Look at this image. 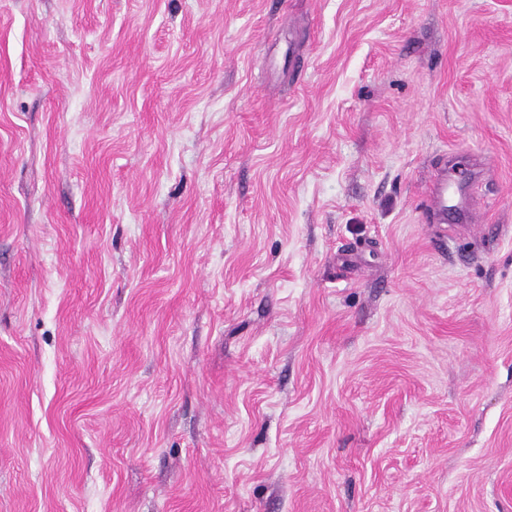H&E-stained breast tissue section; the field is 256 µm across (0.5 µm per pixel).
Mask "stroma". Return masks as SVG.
I'll return each mask as SVG.
<instances>
[{
	"mask_svg": "<svg viewBox=\"0 0 512 512\" xmlns=\"http://www.w3.org/2000/svg\"><path fill=\"white\" fill-rule=\"evenodd\" d=\"M0 512H512V0H0ZM451 195L456 196L457 201L456 204L448 207ZM423 207L425 212L440 222L448 221V211L454 207H459L465 212H469V203L464 187L448 179V171L446 169L438 172L433 178L425 196Z\"/></svg>",
	"mask_w": 512,
	"mask_h": 512,
	"instance_id": "stroma-1",
	"label": "stroma"
}]
</instances>
